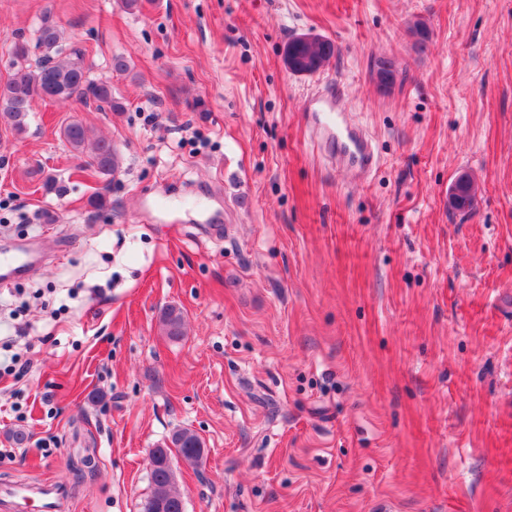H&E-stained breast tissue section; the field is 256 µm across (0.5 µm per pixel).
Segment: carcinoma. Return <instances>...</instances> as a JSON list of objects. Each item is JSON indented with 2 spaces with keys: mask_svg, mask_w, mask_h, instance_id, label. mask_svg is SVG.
Returning a JSON list of instances; mask_svg holds the SVG:
<instances>
[{
  "mask_svg": "<svg viewBox=\"0 0 512 512\" xmlns=\"http://www.w3.org/2000/svg\"><path fill=\"white\" fill-rule=\"evenodd\" d=\"M35 48L41 50L36 64L29 63L30 50L25 43L13 46V63L6 82L0 84V126L18 134L25 131L30 112L39 101L49 98L66 102L71 99L83 104L98 102L110 108L118 107L112 100V84L107 80L90 77L81 53L65 48L61 32L50 15L40 18L36 29ZM337 53L335 44L325 38L307 42L293 38L286 44L284 62H297L318 72ZM373 75L384 86L392 84L395 75L394 62L379 59L373 66ZM61 136L77 155H88L91 166L103 175H110L119 165V156L112 144L94 136L93 131L80 121H72L61 130ZM463 204L457 207L466 215L475 209L479 186L474 180L459 187ZM162 332L171 339L184 335V316L175 307L167 308L160 320ZM183 461L196 465L204 455V442L193 430L180 428L170 436V443L152 450L149 464L152 492L145 501L143 512H153L157 502L165 504L164 512H184V501L176 489L175 476L168 473L162 459L171 456V449Z\"/></svg>",
  "mask_w": 512,
  "mask_h": 512,
  "instance_id": "obj_1",
  "label": "carcinoma"
}]
</instances>
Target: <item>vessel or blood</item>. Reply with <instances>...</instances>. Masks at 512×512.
I'll return each instance as SVG.
<instances>
[{
    "label": "vessel or blood",
    "mask_w": 512,
    "mask_h": 512,
    "mask_svg": "<svg viewBox=\"0 0 512 512\" xmlns=\"http://www.w3.org/2000/svg\"><path fill=\"white\" fill-rule=\"evenodd\" d=\"M347 91L343 83L324 84L308 100V109L316 113V129L335 144L332 156L337 166L357 177L367 176L377 163L371 141L362 127L352 122L344 109ZM31 261L23 256L0 259V282L6 283L24 275Z\"/></svg>",
    "instance_id": "1"
}]
</instances>
